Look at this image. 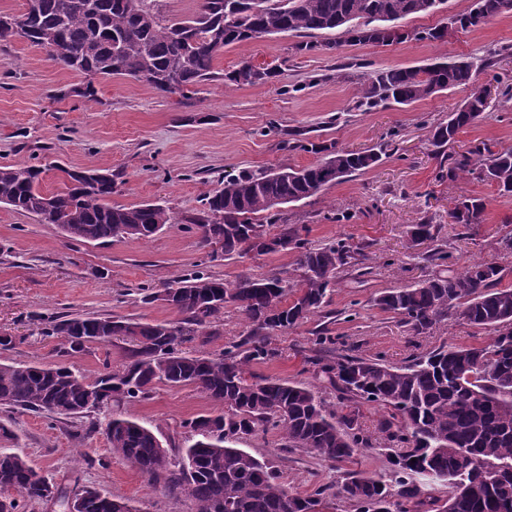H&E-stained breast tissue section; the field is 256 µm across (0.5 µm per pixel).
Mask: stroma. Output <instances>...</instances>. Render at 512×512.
<instances>
[{"instance_id":"stroma-1","label":"stroma","mask_w":512,"mask_h":512,"mask_svg":"<svg viewBox=\"0 0 512 512\" xmlns=\"http://www.w3.org/2000/svg\"><path fill=\"white\" fill-rule=\"evenodd\" d=\"M339 48L297 53L294 34L265 36L225 48L219 72L248 62L272 69L266 82L225 86L204 83L190 100L157 95L128 77L96 78V101L73 95L85 78L62 68L48 51L22 39L0 42V165L46 166L43 190H59L60 167L108 170L120 174L111 205L146 202L168 207L174 217L147 241L135 238L105 243L79 242L56 225L0 204V335L16 337L15 347L0 350V362L59 363L61 341L40 334V317L50 314L109 315L142 322L175 320L165 304L143 300L142 290L162 278L203 271L233 282L274 271L297 277L296 254H251L210 259L200 235L188 221L200 215L203 200L222 188L224 177L239 170L280 165L305 167L318 154L285 149L288 131L300 129L310 141L335 144L343 151L386 147L382 162L363 173L326 186L319 195L288 209L289 225H306L311 245L343 239L361 249L363 266L347 269L321 313L285 333L272 336L275 357L251 365L256 377L305 381L317 386L328 403L337 392L315 376L310 359L320 331L336 337L338 348L354 356L379 357L400 365L441 344L478 346L492 330L447 321L429 336H413L373 303L378 291L431 273L427 249H407L412 225H437L448 261L462 267L495 261L504 268L502 286L512 287V253L503 241L512 237V193L465 175L448 177V157L484 142L492 150L512 148V98L502 96L483 117L459 133L454 144L436 152L431 127L459 108L465 90L437 93L410 106L389 105L372 112L353 110L365 74L388 67H417L460 57H492L494 64L478 80L512 86V12L479 28L460 30L438 41H406L392 46L350 45L340 32L316 35ZM300 92H290V85ZM486 204L484 221L452 223L449 212L460 196ZM250 323L229 306L215 317L206 335L184 344V351L210 357L246 335ZM131 344L122 337L93 343L69 356L76 370L93 378L104 368L119 369ZM214 402L194 387L156 384L148 399L120 408L122 416L143 423L183 448L189 432L183 421L208 414ZM0 423L14 433L0 439V451L23 450L31 463L68 495L87 486L123 499L140 512H195L191 498L169 495L151 484L138 468L112 453L101 432H88V419H56L0 406ZM242 448L268 461L279 480L306 495L317 486H336L352 471L388 476L389 453L363 451L347 462L284 447L278 434L240 440Z\"/></svg>"}]
</instances>
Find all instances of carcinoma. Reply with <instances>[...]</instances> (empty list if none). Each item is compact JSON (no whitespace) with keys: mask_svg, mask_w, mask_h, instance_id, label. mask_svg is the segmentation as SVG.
<instances>
[{"mask_svg":"<svg viewBox=\"0 0 512 512\" xmlns=\"http://www.w3.org/2000/svg\"><path fill=\"white\" fill-rule=\"evenodd\" d=\"M447 0H200L183 20H170L159 0H26L19 15L0 14V41L21 38L56 45V61L89 77L122 76L143 81L163 96L188 98L197 87L220 77L240 86L264 82L267 69L216 70L224 48L265 35L338 31L345 42L390 46L407 40H441L444 26L407 30L401 20L439 12ZM500 0H474L460 22L478 15L490 21ZM459 60L424 68L391 67L365 75L354 109L371 112L391 103L410 105L448 89L467 90L464 106L431 128V144L442 150L472 125L492 102L477 73L490 67ZM286 147L324 157L300 169L241 170L224 176V187L205 198L203 216L191 219L202 230L203 246L220 245L226 257L243 258L293 250L298 280L270 273L226 283L203 272L162 282L166 305L176 321L129 322L110 316L73 314L46 318L42 334L63 341L61 355L85 351L91 342L125 336L136 344L119 371L91 380L65 364L0 362V406L58 418L100 414L95 401L120 406L144 398L152 385H192L213 399L219 410L184 423L193 444L178 454L162 455L158 435L137 421L111 417L89 430L102 432L112 452L133 460L147 478L173 495H185L196 512H314L326 495L350 503L353 512H512V288H501L502 267L478 262L448 267V251L438 244L428 255L440 271L378 292L375 305L399 318L415 336L441 323L461 319L471 327L491 328V341L479 347L442 344L401 366L349 354L318 356L310 363L327 375L339 393L341 409L331 410L319 392L302 382L258 378L253 363L271 360L270 338L321 312L340 274L359 263L362 253L342 240L311 246L301 227L272 235L268 227L288 223V214L272 201L298 203L357 172L374 168L384 149L338 150L291 133ZM46 168L0 165V203L36 215L44 224L62 222L67 235L84 242L114 238L149 239L172 223L169 209L157 203L131 207L109 204L112 175L62 169L64 188L41 189ZM472 174L512 193V149L494 151L485 143L452 159L448 175ZM484 203L477 197L457 200L455 224L482 222ZM161 291V292H163ZM151 291L144 301L160 299ZM231 303L252 321V330L224 347L217 358L188 356L180 346L207 326ZM384 410L379 430L389 455L391 481L359 471L348 474L330 493L318 487L307 496L282 485L267 463L234 443L275 432L286 448H301L331 462H342L371 447L363 434L359 406ZM416 462H411V459ZM448 486L444 500L421 497L419 479ZM0 512H23L50 497L68 508L69 497L21 452H0ZM84 512H112V502L94 487L82 489Z\"/></svg>","mask_w":512,"mask_h":512,"instance_id":"carcinoma-1","label":"carcinoma"}]
</instances>
